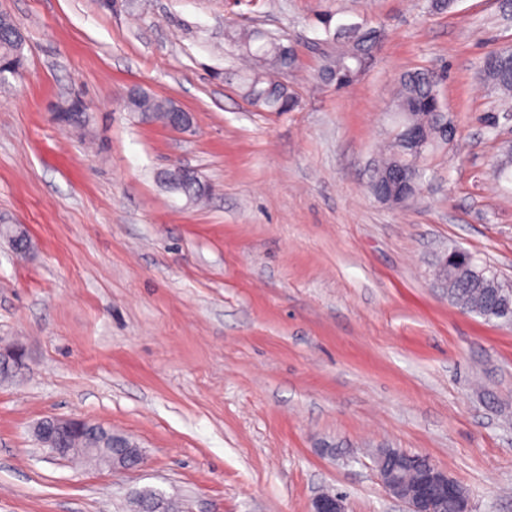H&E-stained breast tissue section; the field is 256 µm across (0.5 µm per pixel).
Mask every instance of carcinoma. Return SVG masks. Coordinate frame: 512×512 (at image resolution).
I'll list each match as a JSON object with an SVG mask.
<instances>
[{"label":"carcinoma","mask_w":512,"mask_h":512,"mask_svg":"<svg viewBox=\"0 0 512 512\" xmlns=\"http://www.w3.org/2000/svg\"><path fill=\"white\" fill-rule=\"evenodd\" d=\"M329 47L320 77L336 82L338 87L350 85L363 66L375 54L382 39L381 30L366 27L361 23H339L331 27V19L321 21ZM16 22L4 15L0 19V62L5 66L20 67L22 45L15 41ZM244 53L255 61V66L238 76V88L244 99L258 111L291 112L297 106V98L288 85L273 78L274 73L293 70L298 66V56L292 48L279 39L261 31L242 33L237 37ZM491 64L482 65L483 81L499 95L504 105L512 103V49H505L487 57ZM441 80L434 72L419 69L404 73L393 104L390 107L394 120V129L380 160L374 163L371 178L378 182L385 180L387 172L397 167L405 172L417 167L420 160L415 154L406 152L398 143L405 126L419 123L426 126L428 141L423 154H428L440 145L444 139V129L448 115L444 111L440 98ZM80 100L70 99L58 106V111L68 113L70 124L80 123L86 115L78 108ZM130 112L151 114L164 122H169L174 103L169 99L158 98L144 91L124 102ZM175 190L190 200H197L207 192L195 172L179 181ZM475 263L471 254L464 251L448 258V266L441 269V278L448 291V299L469 313L483 316L485 304L499 279L489 273L478 278L472 275ZM103 426L95 424L94 436L79 437L72 441L71 455H85L98 461L108 454L111 441L104 440L98 434Z\"/></svg>","instance_id":"1"}]
</instances>
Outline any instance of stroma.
Segmentation results:
<instances>
[{"label": "stroma", "mask_w": 512, "mask_h": 512, "mask_svg": "<svg viewBox=\"0 0 512 512\" xmlns=\"http://www.w3.org/2000/svg\"><path fill=\"white\" fill-rule=\"evenodd\" d=\"M503 0H0L24 29L0 89V512H134L154 488L180 512H407L380 448L428 457L472 512H512V326L462 311L436 279L461 247L512 284V120L479 77L512 45ZM383 30L347 88L319 76V15ZM292 44L291 112H260L227 73L231 39ZM427 68L457 129L423 161L418 198L377 200L402 73ZM132 87L192 112L177 132L124 109ZM81 98L87 130L56 123ZM209 188L194 204L164 172ZM80 418L131 436L143 466L49 455L33 426Z\"/></svg>", "instance_id": "35a3bbf8"}]
</instances>
